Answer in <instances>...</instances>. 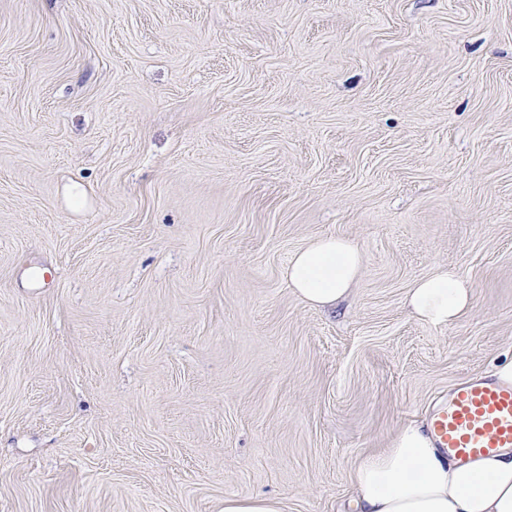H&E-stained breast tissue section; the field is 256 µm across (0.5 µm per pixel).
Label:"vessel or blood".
<instances>
[{
    "instance_id": "obj_1",
    "label": "vessel or blood",
    "mask_w": 512,
    "mask_h": 512,
    "mask_svg": "<svg viewBox=\"0 0 512 512\" xmlns=\"http://www.w3.org/2000/svg\"><path fill=\"white\" fill-rule=\"evenodd\" d=\"M435 447L468 462L512 448V386L489 377L458 384L427 423Z\"/></svg>"
}]
</instances>
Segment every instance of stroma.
<instances>
[{"label": "stroma", "instance_id": "1", "mask_svg": "<svg viewBox=\"0 0 512 512\" xmlns=\"http://www.w3.org/2000/svg\"><path fill=\"white\" fill-rule=\"evenodd\" d=\"M329 234L323 310L284 272ZM509 360L512 0H0V512H355ZM363 255L350 239L323 236L314 239L292 257L285 278L288 286L315 307L336 306L360 276ZM472 286L468 279L440 269L416 281L407 293L412 315L436 327L448 326L472 308ZM224 512H282L276 500L255 497H230L224 500Z\"/></svg>", "mask_w": 512, "mask_h": 512}]
</instances>
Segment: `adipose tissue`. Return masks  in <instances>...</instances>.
<instances>
[{
	"instance_id": "adipose-tissue-1",
	"label": "adipose tissue",
	"mask_w": 512,
	"mask_h": 512,
	"mask_svg": "<svg viewBox=\"0 0 512 512\" xmlns=\"http://www.w3.org/2000/svg\"><path fill=\"white\" fill-rule=\"evenodd\" d=\"M363 265L359 247L341 236L314 239L292 257L285 272L290 288L315 307L335 306L357 281ZM468 279L440 269L416 281L406 297L412 315L448 326L472 308ZM357 512H512V448L454 463L422 426L410 424L389 448L356 465Z\"/></svg>"
}]
</instances>
